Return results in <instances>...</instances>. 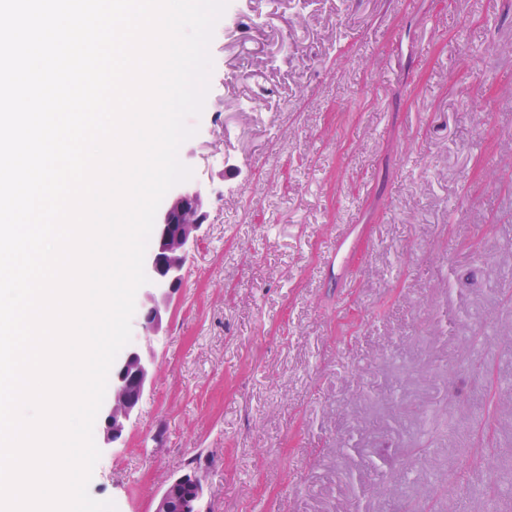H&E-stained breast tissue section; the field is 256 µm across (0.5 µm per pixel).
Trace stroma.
I'll list each match as a JSON object with an SVG mask.
<instances>
[{"instance_id": "stroma-1", "label": "stroma", "mask_w": 512, "mask_h": 512, "mask_svg": "<svg viewBox=\"0 0 512 512\" xmlns=\"http://www.w3.org/2000/svg\"><path fill=\"white\" fill-rule=\"evenodd\" d=\"M210 54L207 218L90 496L512 512V0H230ZM202 495L200 477L196 472H186L166 485L153 512H197Z\"/></svg>"}]
</instances>
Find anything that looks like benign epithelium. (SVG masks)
Returning a JSON list of instances; mask_svg holds the SVG:
<instances>
[{"instance_id": "7a95c632", "label": "benign epithelium", "mask_w": 512, "mask_h": 512, "mask_svg": "<svg viewBox=\"0 0 512 512\" xmlns=\"http://www.w3.org/2000/svg\"><path fill=\"white\" fill-rule=\"evenodd\" d=\"M205 217L201 190L185 185L172 192L154 224V246L148 254V304L141 314L146 331L156 334L162 330L168 300L183 286L191 245ZM152 381V359L137 348L112 365V405L102 413L104 444L115 448L123 443L127 426L137 418ZM202 495L200 477L186 472L166 485L153 512H198Z\"/></svg>"}]
</instances>
